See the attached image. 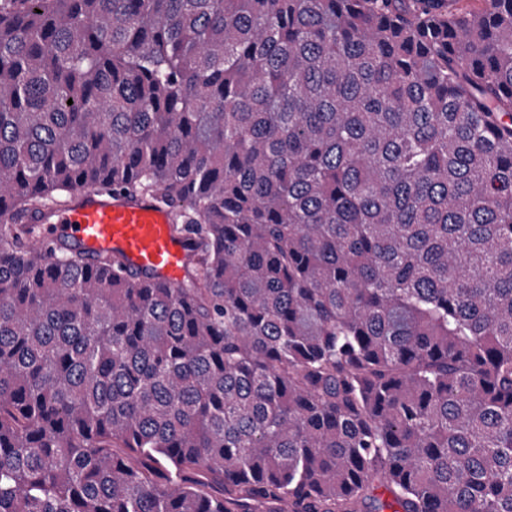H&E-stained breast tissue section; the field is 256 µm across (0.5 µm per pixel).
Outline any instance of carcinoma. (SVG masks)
<instances>
[{"label":"carcinoma","mask_w":512,"mask_h":512,"mask_svg":"<svg viewBox=\"0 0 512 512\" xmlns=\"http://www.w3.org/2000/svg\"><path fill=\"white\" fill-rule=\"evenodd\" d=\"M460 2L0 0V512H512V0ZM77 188L182 285L44 254ZM43 222V228L51 224L39 239L43 249L60 235L90 255L118 254L167 286H178L186 274L189 253L185 239L173 232V211L153 199L78 189Z\"/></svg>","instance_id":"cac0c4a2"}]
</instances>
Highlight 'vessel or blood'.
Returning <instances> with one entry per match:
<instances>
[{
	"label": "vessel or blood",
	"instance_id": "b4317fda",
	"mask_svg": "<svg viewBox=\"0 0 512 512\" xmlns=\"http://www.w3.org/2000/svg\"><path fill=\"white\" fill-rule=\"evenodd\" d=\"M60 236L91 255H120L129 267L171 287L179 285L189 263L185 240L173 231L172 209L149 198L76 190L48 216L39 244L51 248Z\"/></svg>",
	"mask_w": 512,
	"mask_h": 512
}]
</instances>
